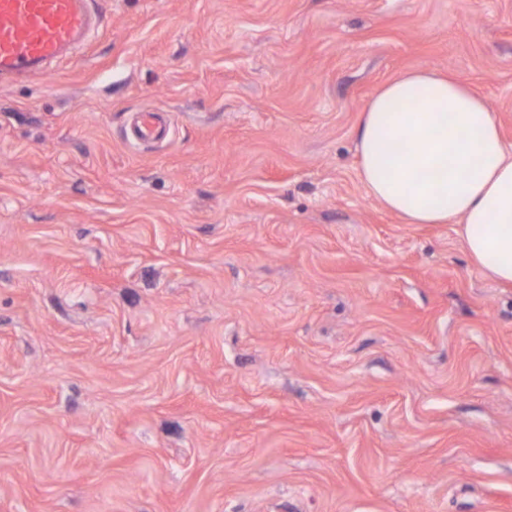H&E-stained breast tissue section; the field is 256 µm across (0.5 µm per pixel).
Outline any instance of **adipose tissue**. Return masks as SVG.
<instances>
[{"label": "adipose tissue", "mask_w": 512, "mask_h": 512, "mask_svg": "<svg viewBox=\"0 0 512 512\" xmlns=\"http://www.w3.org/2000/svg\"><path fill=\"white\" fill-rule=\"evenodd\" d=\"M358 176L410 224H452L471 262L512 283V148L485 101L419 69L383 85L356 129Z\"/></svg>", "instance_id": "ef3b65f1"}]
</instances>
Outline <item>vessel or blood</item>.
Here are the masks:
<instances>
[{"label": "vessel or blood", "mask_w": 512, "mask_h": 512, "mask_svg": "<svg viewBox=\"0 0 512 512\" xmlns=\"http://www.w3.org/2000/svg\"><path fill=\"white\" fill-rule=\"evenodd\" d=\"M92 0H0V81L46 75L72 57L101 26ZM160 113H138L133 138H160Z\"/></svg>", "instance_id": "b4317fda"}]
</instances>
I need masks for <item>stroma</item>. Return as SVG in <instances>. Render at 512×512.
<instances>
[{
	"label": "stroma",
	"mask_w": 512,
	"mask_h": 512,
	"mask_svg": "<svg viewBox=\"0 0 512 512\" xmlns=\"http://www.w3.org/2000/svg\"><path fill=\"white\" fill-rule=\"evenodd\" d=\"M94 2L0 82V512H512V285L355 152L428 68L512 144V0ZM165 134V126L159 112H139L133 129L136 141H154Z\"/></svg>",
	"instance_id": "1"
}]
</instances>
